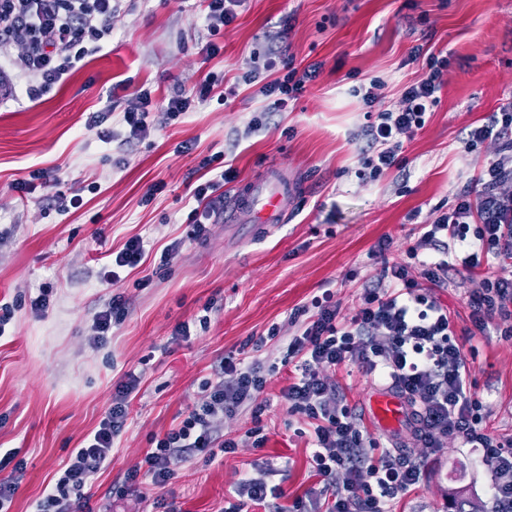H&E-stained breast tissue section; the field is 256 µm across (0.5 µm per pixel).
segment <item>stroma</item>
I'll return each mask as SVG.
<instances>
[{
    "label": "stroma",
    "instance_id": "obj_1",
    "mask_svg": "<svg viewBox=\"0 0 512 512\" xmlns=\"http://www.w3.org/2000/svg\"><path fill=\"white\" fill-rule=\"evenodd\" d=\"M205 0H124L112 32L59 87L30 100L15 68L22 45L0 65V304L15 307L0 334V452L19 449L25 473L7 512H35L71 452L82 447L112 402L125 372L140 378L129 399L127 426L116 439L111 465L86 489L89 512H162L157 500L182 512H221L251 463L270 461V481L289 497L315 485L310 473L307 421L289 413L280 397L288 383L280 371L267 384L261 415L243 411L218 420V433L235 438L236 453L205 463L199 456L176 461L174 476L144 497L113 499L111 490L138 467L145 454L177 426L204 396L225 355L254 350L264 363L280 362L297 327L291 314L332 290L344 316L355 314L365 285L384 264L407 260L421 224L447 211L474 170L497 152L487 141L464 152L469 125L480 124L512 98V0H245L224 29L221 52L203 60L208 39ZM297 66L321 64L287 110L269 115L251 132L250 118L264 106L252 88L237 84L242 67L267 58L279 31ZM424 45L447 56L438 103L424 128L403 144L398 167L372 182L362 167L356 134L367 117L353 86L386 82L383 108L399 105L403 88L420 79L424 61L409 62ZM218 88L233 85L226 106L211 101L169 120L174 92L189 91L205 75ZM151 94L154 127L126 140L109 120L113 142L89 127V113L122 110L140 91ZM189 152H179L182 143ZM233 150L236 178L221 185L229 195L269 169L297 184L286 222L228 224L216 216L208 233L193 238L186 218L193 207L198 164ZM58 171L61 186L15 190L34 169ZM97 182L96 193L86 192ZM162 184L149 205L141 198ZM84 188L82 207L59 211L58 188ZM141 236L148 243L141 264L123 282L99 278L113 252ZM391 246L375 249L381 239ZM183 245L170 264L160 262L172 240ZM148 279L146 288L134 281ZM480 273L455 275L435 295L447 307L457 337L466 339L470 391L484 406L482 425L512 438V337L505 321L471 335L469 294ZM49 291L45 316L30 302ZM127 299L128 314L105 345L89 338L93 313L112 295ZM190 334L178 335L180 324ZM275 339H268L269 329ZM350 407L364 413L376 384L357 365L323 372ZM264 445H257L258 435ZM461 487L479 505L488 502L482 475L467 449L448 441L426 464L414 491L393 503L394 512H455L452 492Z\"/></svg>",
    "mask_w": 512,
    "mask_h": 512
}]
</instances>
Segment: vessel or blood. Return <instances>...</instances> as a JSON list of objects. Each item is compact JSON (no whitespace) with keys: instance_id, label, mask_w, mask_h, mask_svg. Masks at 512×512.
<instances>
[{"instance_id":"b4317fda","label":"vessel or blood","mask_w":512,"mask_h":512,"mask_svg":"<svg viewBox=\"0 0 512 512\" xmlns=\"http://www.w3.org/2000/svg\"><path fill=\"white\" fill-rule=\"evenodd\" d=\"M292 193V184L285 180L281 171H274L269 178L253 180L238 191L225 220L234 224L246 214L255 224L282 223L288 214ZM367 420L378 431L397 432L407 427L409 408L398 394L377 391L369 399Z\"/></svg>"}]
</instances>
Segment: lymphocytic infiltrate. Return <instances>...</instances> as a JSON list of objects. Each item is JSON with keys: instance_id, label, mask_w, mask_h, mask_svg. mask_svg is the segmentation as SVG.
<instances>
[{"instance_id": "1", "label": "lymphocytic infiltrate", "mask_w": 512, "mask_h": 512, "mask_svg": "<svg viewBox=\"0 0 512 512\" xmlns=\"http://www.w3.org/2000/svg\"><path fill=\"white\" fill-rule=\"evenodd\" d=\"M121 0H0V49L22 44L19 69L27 80L26 93L37 98L62 84L97 45L112 32V18ZM243 0H207L205 22L211 36L201 48L210 58L220 51L215 38L234 22ZM411 60L425 59L421 79L405 86L396 110L380 109L386 84L373 79L353 88L374 119L362 130V177L376 181L398 166L406 139L422 129L437 102L448 60L413 47ZM275 78H267V71ZM319 65L298 69L292 57L279 53L263 68L245 71L241 80L263 97L265 112H281L298 99L308 81L318 77ZM499 143L496 156L473 174L454 207L429 217L422 239L429 252L417 262L383 266L377 281L367 286L353 316H343L332 291L314 297L292 315L298 323L285 344L282 363L292 366L293 380L281 390L290 413L308 419L312 455L310 465L320 479L308 500L283 507L285 490L262 478L242 479L237 501L225 512H244L246 506L265 512H391L390 504L423 477V457L402 448L367 441L361 420L337 398L320 371L346 363L359 368L381 385L405 396L412 407L410 429L434 454L448 440L458 441L475 454L492 501V512H512V439L503 440L482 425L483 406L469 389L465 345L433 294L445 288L454 274L472 270L482 257L493 256L497 272L485 277L468 298L470 318L485 331L495 318H512V102L471 127L463 138L465 151L485 140ZM233 168L196 185V206L189 213L194 236H203L224 200L216 190L233 180ZM277 370L260 359L222 358L214 380L205 382L202 402L147 451L143 464L127 474L118 495L150 484L164 486L173 464L195 454L214 461L232 454L238 443L213 433L217 418L244 408L261 413L267 405L266 386ZM135 373H126L112 404L86 444L74 449L37 512H82L85 486L112 462L114 440L128 419L127 398L138 386ZM344 481H337L338 473Z\"/></svg>"}]
</instances>
